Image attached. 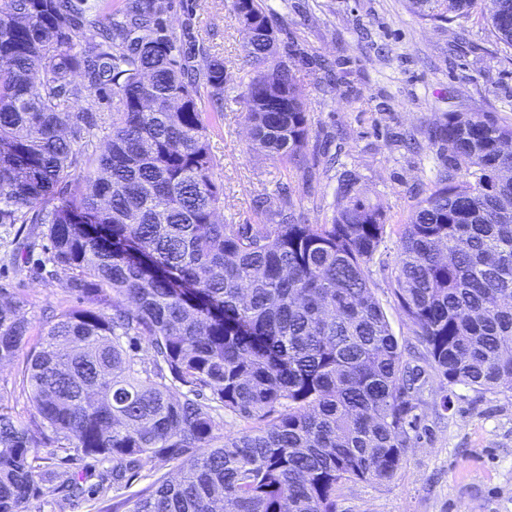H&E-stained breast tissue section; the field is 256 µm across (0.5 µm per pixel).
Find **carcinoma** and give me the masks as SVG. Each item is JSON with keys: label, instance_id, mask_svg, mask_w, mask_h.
Segmentation results:
<instances>
[{"label": "carcinoma", "instance_id": "cac0c4a2", "mask_svg": "<svg viewBox=\"0 0 512 512\" xmlns=\"http://www.w3.org/2000/svg\"><path fill=\"white\" fill-rule=\"evenodd\" d=\"M477 6L512 48V0H410L433 24ZM88 11L87 0H0V224L46 225L49 262L78 302L26 355L50 434L34 436L0 395V512L118 492L153 458L177 464V478L116 507L336 512L343 484L394 478L416 426L415 377L369 278L386 218L347 173L328 224L281 209L273 224L218 220L210 118L162 3L131 0L120 20ZM233 13L252 147L301 166L310 118L293 66H268L269 8L248 0ZM77 72L112 94L99 154L82 144L87 113L62 105L83 93ZM199 74L222 99L224 61ZM426 134L448 157L393 229V294L444 381L512 390V124L456 111ZM19 311L0 287V362L25 345ZM226 411L244 431L220 432ZM71 451L102 468L96 488L42 466Z\"/></svg>", "mask_w": 512, "mask_h": 512}]
</instances>
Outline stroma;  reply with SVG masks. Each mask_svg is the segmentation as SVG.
Returning a JSON list of instances; mask_svg holds the SVG:
<instances>
[{"mask_svg":"<svg viewBox=\"0 0 512 512\" xmlns=\"http://www.w3.org/2000/svg\"><path fill=\"white\" fill-rule=\"evenodd\" d=\"M179 45L196 63L224 62L223 110L212 118L215 173L224 184L227 224H257L254 202L289 197L302 222H330L343 171L360 180L368 202L388 223H404L434 187L447 147L427 127L448 112H492L512 123V49L499 43L480 12L437 28L420 21L408 0H266L279 33L277 59L298 49L295 82L310 116L307 162L285 167L255 151L247 136L242 91L244 36L233 0H164ZM93 116L87 150L101 152L112 133V97L93 90L70 100ZM41 224H0V284L14 292L30 322L27 348L48 328V308L74 300L43 264ZM397 237L388 235L369 264L371 284L399 344L415 343L391 289ZM410 393L417 428L396 476L341 487L336 512H512V390H477L442 381L428 361ZM0 394L35 433L45 430L28 400L25 360L0 363Z\"/></svg>","mask_w":512,"mask_h":512,"instance_id":"1","label":"stroma"}]
</instances>
